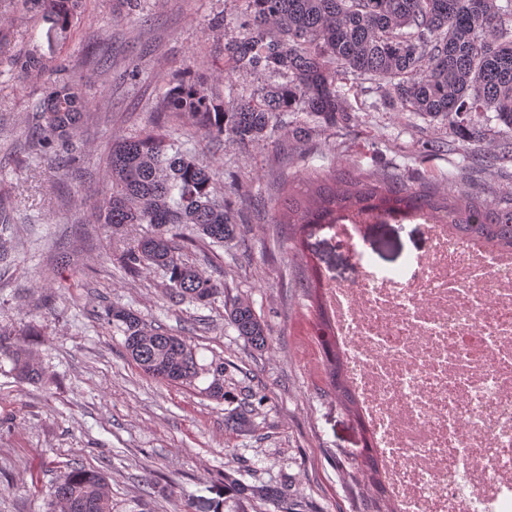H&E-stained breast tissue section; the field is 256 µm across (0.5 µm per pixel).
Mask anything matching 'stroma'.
Wrapping results in <instances>:
<instances>
[{"mask_svg": "<svg viewBox=\"0 0 512 512\" xmlns=\"http://www.w3.org/2000/svg\"><path fill=\"white\" fill-rule=\"evenodd\" d=\"M245 8V0H82L77 25L56 46L40 12L0 0L12 52L34 49L50 64L70 57L69 76L90 102L76 161L58 168L29 143L47 79L0 62V196L18 204L15 224L0 230V334L28 346L41 372L23 382L0 359V512H48L55 484L73 466L107 474L112 512H280L264 495L270 488L295 512L383 508L359 467L363 432L329 384L302 288L313 266L344 283L355 274L332 230L293 247L263 203L288 180L332 168L447 190L461 155L421 149L422 140H447V131L386 107L379 89L350 74L340 87L351 122L312 127L301 140L222 145L180 123V140L217 169L238 215L223 246L183 252L224 285L205 305L170 299L159 269L125 273L119 256L146 225L113 235L90 213L113 139L151 122L161 84L201 75L238 98L260 87L253 77L224 76V42L242 34ZM466 184L475 197L511 199L512 164L470 172ZM364 237L372 264L386 270L405 267L425 244L423 226L408 221L368 225ZM238 298L264 321V349L229 324L225 306ZM111 306L185 337L203 373L187 384L145 375L123 333L104 320ZM216 361L224 364L220 399L208 390ZM244 401L250 426H227ZM239 484L248 495L237 494Z\"/></svg>", "mask_w": 512, "mask_h": 512, "instance_id": "35a3bbf8", "label": "stroma"}]
</instances>
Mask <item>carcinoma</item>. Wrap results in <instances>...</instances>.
Listing matches in <instances>:
<instances>
[{
	"instance_id": "1",
	"label": "carcinoma",
	"mask_w": 512,
	"mask_h": 512,
	"mask_svg": "<svg viewBox=\"0 0 512 512\" xmlns=\"http://www.w3.org/2000/svg\"><path fill=\"white\" fill-rule=\"evenodd\" d=\"M81 0H16L19 11L39 7L49 27L48 42L67 34ZM245 34L224 42L225 73L262 81L248 99L216 96L206 80L170 82L158 97L150 125L133 137L112 143L109 186L94 206L97 223L116 232L126 224H149L151 235L122 251L119 260L134 277L140 267L160 268L165 290L180 301L203 303L223 284L182 258L183 248L202 241L210 246L233 237L237 219L217 187V171L199 163L175 137V122L188 118L208 139L222 144H253L284 136L300 138L306 128L285 130L284 116L301 112L329 129L350 114L339 82L355 73L379 81L384 103L448 126L453 139L431 142L456 150L470 143L462 169H486L512 161V140L491 151L483 148L486 130L475 119L496 121L512 131V0H245ZM21 67L46 71L35 50L15 55ZM55 75L36 105L41 118L30 143L44 152L69 143L89 101L66 77ZM305 188L288 186L279 196L272 221L295 230L298 239L313 229L352 214L403 220L427 213L461 236L512 251V204L498 207L474 200L461 180L446 193H429L390 177L317 175ZM305 291L317 314V331L330 365L329 378L342 400L353 404L342 362L331 338V323L321 303L322 278L316 272ZM228 322L256 348L267 343L268 329L251 304L237 299L227 308ZM107 322L125 336V348L143 373L161 381L190 383L202 368L187 340L144 324L133 312L108 310ZM22 380L40 373L31 353L0 343ZM363 466L379 495L386 490L373 448L365 445ZM50 512H112L106 476L83 466L71 469L53 489Z\"/></svg>"
}]
</instances>
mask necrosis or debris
Returning a JSON list of instances; mask_svg holds the SVG:
<instances>
[{"label": "necrosis or debris", "instance_id": "obj_1", "mask_svg": "<svg viewBox=\"0 0 512 512\" xmlns=\"http://www.w3.org/2000/svg\"><path fill=\"white\" fill-rule=\"evenodd\" d=\"M418 220L406 272L369 263L360 220L333 227L356 270L323 282L344 378L396 512H512V254Z\"/></svg>", "mask_w": 512, "mask_h": 512}]
</instances>
